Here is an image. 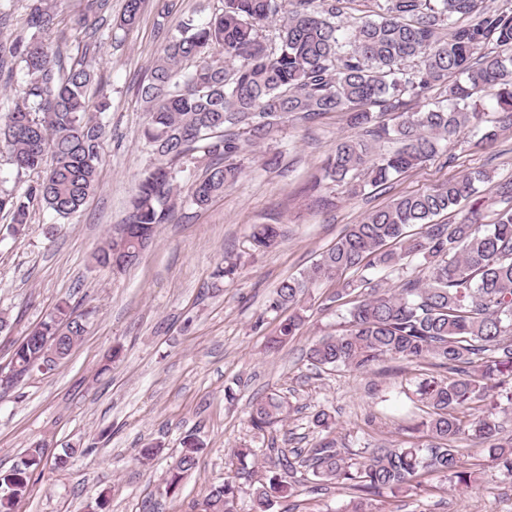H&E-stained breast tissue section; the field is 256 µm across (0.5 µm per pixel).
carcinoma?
Segmentation results:
<instances>
[{
  "label": "carcinoma",
  "instance_id": "obj_1",
  "mask_svg": "<svg viewBox=\"0 0 512 512\" xmlns=\"http://www.w3.org/2000/svg\"><path fill=\"white\" fill-rule=\"evenodd\" d=\"M76 24L86 30L81 55L64 66L51 34L58 26L49 0H33L28 36L0 41V78L23 64L27 84L24 103L0 117V142L19 171L52 163L43 177L24 190L0 189V213L11 216L19 234L28 224L30 207L41 205L60 220L77 214L97 188L106 126L87 117V95L99 86L89 58L99 52L97 24L111 0H82ZM357 0H224V8L199 26L187 19L166 29L141 98L147 121L141 138L158 164L139 180L132 212L113 238L93 255L99 267L123 268L134 263L160 224L175 218L180 186L174 172L209 159L203 176L191 181L187 199L197 207L224 193L240 175L224 158L244 146L267 140L282 118L309 119L321 112L350 113L364 131L340 138L324 163V177L349 184L364 172V184L382 187L396 176L436 157L465 131L484 122L482 139L512 128V9L482 6L483 0H374L376 9L352 27L342 16ZM144 0H126L119 26L134 24ZM278 21L274 36L263 29ZM443 89L446 104L404 112L405 98H424ZM495 100L496 116L480 111V93ZM394 114L390 127H372L369 107ZM399 147L377 150L381 140ZM492 182L482 169L452 177L422 193L396 198L385 208L350 224L317 260L299 275L283 280L269 301L274 311L291 314L269 340L275 349L294 338L303 324L302 302L311 289L341 279L350 270L360 276L336 289L329 301L357 291L360 299L348 311V329L323 336L308 350L316 367H344L367 372L383 360L434 361L455 377L424 378L415 395L427 408L419 424L424 442L403 441L370 447L351 457L350 449L323 438L293 461L283 454L277 465L287 472L303 470L322 483L342 485L360 496L352 512H370L365 495L383 489L393 493L414 488L425 473H439L466 486L454 443L467 434L487 446L493 460L512 473V438L501 437L502 403L512 405V182L497 185L495 219L483 223L474 207L454 223L434 217L454 210ZM412 225L417 236L407 234ZM280 237L273 224L252 232L257 248H269ZM422 259L419 275H405L407 260ZM381 268L401 275L387 287L365 271ZM87 314L67 302L34 328L30 340L14 349L7 382L33 372V366L66 359L82 339ZM476 402L486 403L469 421L461 414ZM291 409L272 394L251 409L254 428L265 431ZM79 448L70 445L50 460L66 471ZM200 443L187 438L169 469L166 487L176 488L196 468ZM44 452L33 447L21 456L0 484V512H14L29 492L33 472ZM294 484L278 475L253 492V512H271L278 500L293 494ZM236 485L211 489L205 512H234Z\"/></svg>",
  "mask_w": 512,
  "mask_h": 512
}]
</instances>
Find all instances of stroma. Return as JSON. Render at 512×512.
Returning <instances> with one entry per match:
<instances>
[{"mask_svg": "<svg viewBox=\"0 0 512 512\" xmlns=\"http://www.w3.org/2000/svg\"><path fill=\"white\" fill-rule=\"evenodd\" d=\"M163 2L147 0L139 21L120 29L125 0H111L97 34L101 45L92 64L102 89L90 91L89 101L103 94L110 107L95 115L108 127L96 192L63 224L50 210L33 207L19 236L11 233L10 217L0 214V315L10 323L0 333V368L58 303L89 314L83 339L55 370L0 391V473L37 442L49 456L70 444L87 449L68 471L35 470L16 512H88L103 490L109 512H202L211 488L227 481L239 488L237 512H251L252 486L268 477V466L241 465L237 448L261 454L273 443L289 454L312 447L322 438L313 424L322 409L335 415L334 436L349 448L414 439L423 413L410 399L413 384L439 376L438 368L394 361L367 373L312 366L309 347L347 326V304L329 303L333 282L313 291L298 335L267 352L268 338L288 316L270 310V297L347 225L395 197L484 169L493 177L481 188L489 219L495 185L512 182V131L487 143L467 132L448 154L392 184L350 194L318 180L336 140L358 134L348 113L327 112L308 122H282L269 139L229 157L241 171L238 181L204 208L178 202L174 222L158 226L134 266L97 267L93 252L117 236L139 178L156 162L140 137L146 114L138 88L164 37L157 26ZM273 156L277 164L268 165ZM256 224L281 225L282 239L255 248L250 235ZM221 266L226 273L220 278ZM116 345L121 359L102 371ZM228 386L237 392L231 404L224 398ZM274 393L286 397L292 411L272 432H257L249 422L251 405ZM189 435L203 445L198 464L175 492L165 493L166 472ZM150 443L163 451L142 460L139 451ZM456 448L472 474L470 488L430 473L412 491L370 496L374 512H512V474L468 436ZM354 498L353 490L311 479L272 512H349Z\"/></svg>", "mask_w": 512, "mask_h": 512, "instance_id": "stroma-1", "label": "stroma"}]
</instances>
